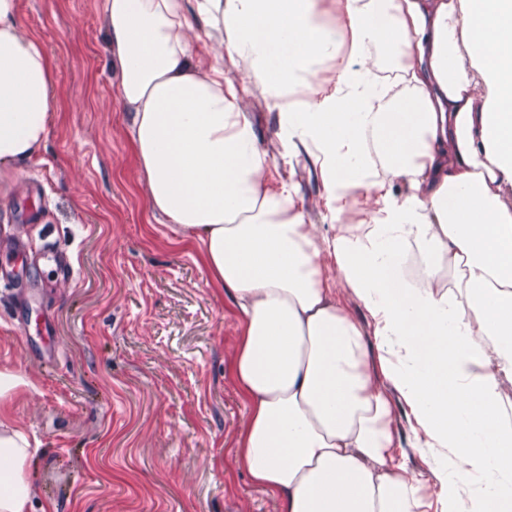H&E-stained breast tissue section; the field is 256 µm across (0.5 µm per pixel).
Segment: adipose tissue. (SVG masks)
<instances>
[{"label": "adipose tissue", "mask_w": 512, "mask_h": 512, "mask_svg": "<svg viewBox=\"0 0 512 512\" xmlns=\"http://www.w3.org/2000/svg\"><path fill=\"white\" fill-rule=\"evenodd\" d=\"M204 2L234 31L238 79L202 68L181 0H98L152 213L233 294L248 409L238 464L283 512H431L350 295L397 342L376 364L428 447L482 482L477 512H512V207L500 195L512 183V0H336L333 34L316 0ZM338 36L355 65L288 115L326 181L329 235L266 179L241 104L254 88L287 98ZM380 51L400 82L379 80ZM53 80L20 0H0V179L41 147ZM452 269L466 301L441 284ZM23 383L0 372V512H29L37 496L27 437L3 410Z\"/></svg>", "instance_id": "obj_1"}]
</instances>
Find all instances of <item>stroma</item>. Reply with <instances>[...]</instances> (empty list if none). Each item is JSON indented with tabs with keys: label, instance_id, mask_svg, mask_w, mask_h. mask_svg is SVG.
<instances>
[{
	"label": "stroma",
	"instance_id": "35a3bbf8",
	"mask_svg": "<svg viewBox=\"0 0 512 512\" xmlns=\"http://www.w3.org/2000/svg\"><path fill=\"white\" fill-rule=\"evenodd\" d=\"M21 21L55 67L45 140L0 182V228L29 251L0 282V371L25 381L9 409L30 441L34 512H282L236 463L248 411L231 374V296L152 215L96 0H21ZM348 62L337 45L287 102L258 90L244 100L269 176L325 231L336 216L286 114L321 100ZM379 385L406 467L457 512L440 481L455 458L421 447L398 387Z\"/></svg>",
	"mask_w": 512,
	"mask_h": 512
}]
</instances>
